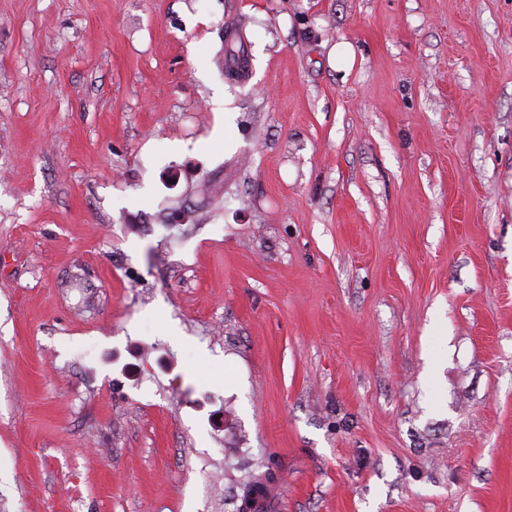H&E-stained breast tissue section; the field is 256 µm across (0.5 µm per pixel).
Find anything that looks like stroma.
<instances>
[{"label": "stroma", "instance_id": "stroma-1", "mask_svg": "<svg viewBox=\"0 0 512 512\" xmlns=\"http://www.w3.org/2000/svg\"><path fill=\"white\" fill-rule=\"evenodd\" d=\"M272 459L267 512H512V0H0V512Z\"/></svg>", "mask_w": 512, "mask_h": 512}]
</instances>
